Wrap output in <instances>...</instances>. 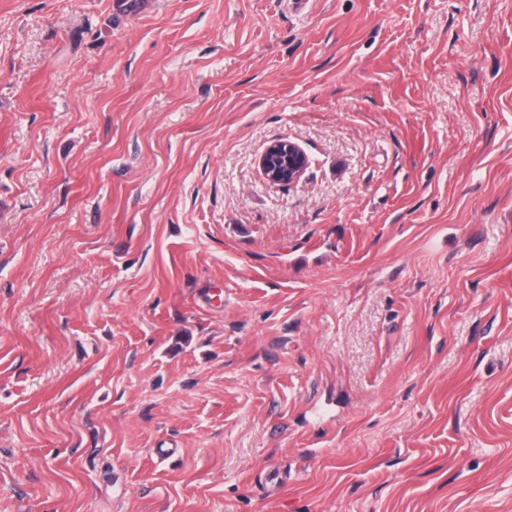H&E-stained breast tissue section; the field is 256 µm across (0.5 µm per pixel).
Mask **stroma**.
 Returning <instances> with one entry per match:
<instances>
[{
	"label": "stroma",
	"mask_w": 512,
	"mask_h": 512,
	"mask_svg": "<svg viewBox=\"0 0 512 512\" xmlns=\"http://www.w3.org/2000/svg\"><path fill=\"white\" fill-rule=\"evenodd\" d=\"M0 512H512V0H0ZM308 165L309 159L301 147L285 138L273 140L259 157V166L266 180L278 185L289 186L298 182Z\"/></svg>",
	"instance_id": "obj_1"
}]
</instances>
